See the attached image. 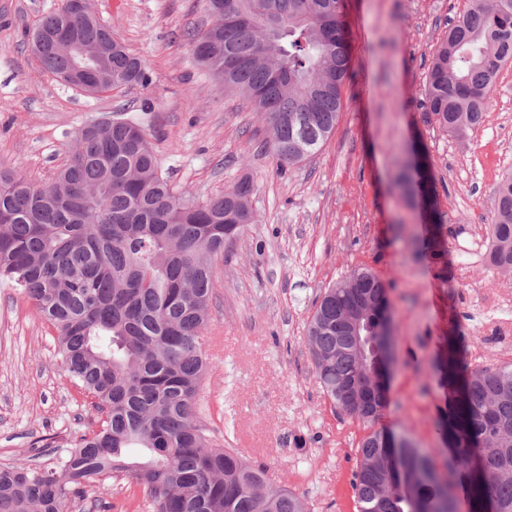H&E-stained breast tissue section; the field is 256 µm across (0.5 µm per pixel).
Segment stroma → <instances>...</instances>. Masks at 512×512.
Masks as SVG:
<instances>
[{"label": "stroma", "mask_w": 512, "mask_h": 512, "mask_svg": "<svg viewBox=\"0 0 512 512\" xmlns=\"http://www.w3.org/2000/svg\"><path fill=\"white\" fill-rule=\"evenodd\" d=\"M62 2L0 0V166L49 181L77 128L121 114L144 125L179 192L202 201L245 177L255 185V221L214 269L198 399L212 443L266 466L309 512H356L355 450L367 429L322 393L306 328L324 289L362 265L387 284L396 323L380 424L407 426L443 452L436 420L448 392L435 364L449 340L460 337L469 362L512 363V277L491 265L487 234L494 190L512 169V63L464 135L425 115L433 54L469 0H344L353 80L340 120L319 153L283 170L258 114L190 55L188 32L209 19L204 0H91L152 75L148 86L99 95L60 85L24 42ZM416 140L435 167L445 243L417 258L413 241L428 227L392 188ZM98 426L89 394L64 374L53 327L0 279V467L72 447ZM103 499L104 512H151L123 477L106 480Z\"/></svg>", "instance_id": "stroma-1"}]
</instances>
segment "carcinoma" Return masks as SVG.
<instances>
[{"label": "carcinoma", "mask_w": 512, "mask_h": 512, "mask_svg": "<svg viewBox=\"0 0 512 512\" xmlns=\"http://www.w3.org/2000/svg\"><path fill=\"white\" fill-rule=\"evenodd\" d=\"M212 25L189 33L193 60L261 115L281 168L328 141L352 77L341 0H205ZM110 28L77 14L72 0L45 15L30 42L65 33L101 50L85 82L114 88L150 81L141 57ZM62 85L71 57L36 55ZM512 62V0H471L448 25L426 84L428 117L462 134L478 125L500 70ZM402 159L394 187L436 227V173ZM253 184L240 180L205 202L162 176L144 127L116 117L74 134L70 156L48 184L0 168V277L15 283L57 333L66 377L94 399L98 430L50 466L0 468V512H68L112 474L141 488L153 512H307L261 467L212 445L195 406L207 369L203 330L214 263L254 222ZM490 262L512 274V173L496 188L488 224ZM386 287L357 267L326 289L307 331L324 394L369 428L358 444L352 489L357 512H512V364L471 365L455 343L441 362L451 400L437 429L448 454L403 431L378 428L390 371L382 363ZM142 448L141 461L127 455Z\"/></svg>", "instance_id": "carcinoma-1"}]
</instances>
